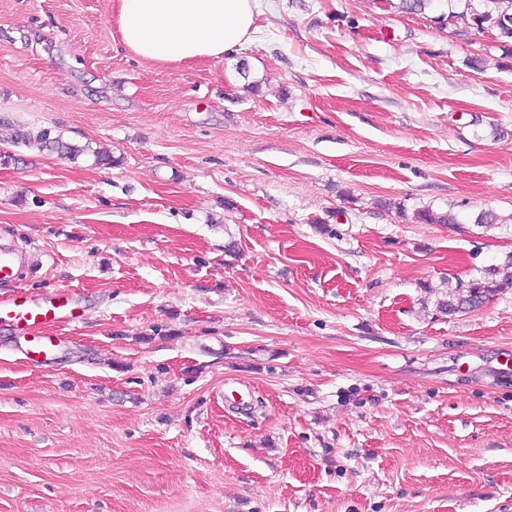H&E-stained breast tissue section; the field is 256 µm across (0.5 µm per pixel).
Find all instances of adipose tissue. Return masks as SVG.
<instances>
[{
  "mask_svg": "<svg viewBox=\"0 0 512 512\" xmlns=\"http://www.w3.org/2000/svg\"><path fill=\"white\" fill-rule=\"evenodd\" d=\"M257 0H114L121 44L147 62L186 65L248 44Z\"/></svg>",
  "mask_w": 512,
  "mask_h": 512,
  "instance_id": "ef3b65f1",
  "label": "adipose tissue"
}]
</instances>
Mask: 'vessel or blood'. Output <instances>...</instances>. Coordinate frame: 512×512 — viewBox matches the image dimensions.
Returning <instances> with one entry per match:
<instances>
[{
	"label": "vessel or blood",
	"instance_id": "obj_1",
	"mask_svg": "<svg viewBox=\"0 0 512 512\" xmlns=\"http://www.w3.org/2000/svg\"><path fill=\"white\" fill-rule=\"evenodd\" d=\"M78 315L69 293L31 295L23 291L0 299V325L34 332L33 355H41L54 343L51 329L76 322Z\"/></svg>",
	"mask_w": 512,
	"mask_h": 512
}]
</instances>
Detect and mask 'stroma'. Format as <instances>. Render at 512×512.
Returning a JSON list of instances; mask_svg holds the SVG:
<instances>
[{"mask_svg": "<svg viewBox=\"0 0 512 512\" xmlns=\"http://www.w3.org/2000/svg\"><path fill=\"white\" fill-rule=\"evenodd\" d=\"M454 9L258 0L175 67L0 0V297L81 309L40 365L0 327V512H512V283L438 309L512 259V43ZM16 143L25 146H36L39 150L54 151L69 160H73L84 153V146L64 141L59 135L52 137L51 131L41 129L36 132L31 130H19L16 134ZM497 269L486 270V275L482 279L470 280L466 285L460 284L458 291L460 292L454 301H442L439 308L446 313L464 310H475L483 306V304L494 296L501 288L500 284L493 279L496 276Z\"/></svg>", "mask_w": 512, "mask_h": 512, "instance_id": "obj_1", "label": "stroma"}]
</instances>
